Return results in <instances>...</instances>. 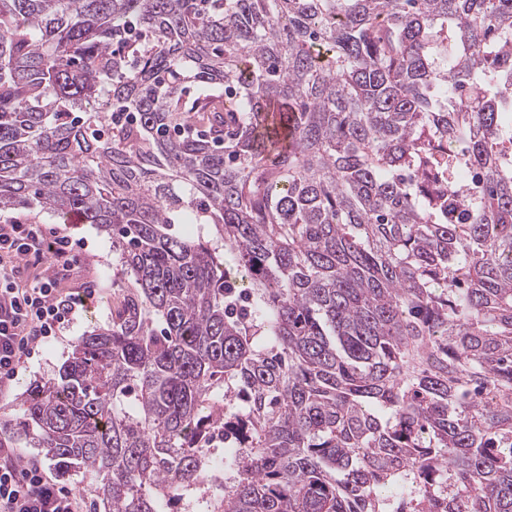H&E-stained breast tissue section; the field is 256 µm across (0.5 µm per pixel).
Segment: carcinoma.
<instances>
[{
  "label": "carcinoma",
  "instance_id": "obj_1",
  "mask_svg": "<svg viewBox=\"0 0 512 512\" xmlns=\"http://www.w3.org/2000/svg\"><path fill=\"white\" fill-rule=\"evenodd\" d=\"M16 207L135 283L14 423L102 512H512V0H0Z\"/></svg>",
  "mask_w": 512,
  "mask_h": 512
}]
</instances>
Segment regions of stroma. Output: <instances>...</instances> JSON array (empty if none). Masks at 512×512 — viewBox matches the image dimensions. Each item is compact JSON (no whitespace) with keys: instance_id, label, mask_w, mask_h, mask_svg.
Here are the masks:
<instances>
[{"instance_id":"35a3bbf8","label":"stroma","mask_w":512,"mask_h":512,"mask_svg":"<svg viewBox=\"0 0 512 512\" xmlns=\"http://www.w3.org/2000/svg\"><path fill=\"white\" fill-rule=\"evenodd\" d=\"M64 230L79 240L80 246L74 266L60 279V287L67 292L95 289L97 301L60 335L47 338L31 355L23 357L12 380L0 382V426L5 428L16 417L17 400L27 387L55 374L67 360L75 341L90 327L110 322L113 308L131 285L105 232L95 225L81 223L65 225Z\"/></svg>"}]
</instances>
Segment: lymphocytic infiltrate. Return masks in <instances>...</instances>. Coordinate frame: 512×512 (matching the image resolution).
<instances>
[{"mask_svg":"<svg viewBox=\"0 0 512 512\" xmlns=\"http://www.w3.org/2000/svg\"><path fill=\"white\" fill-rule=\"evenodd\" d=\"M77 243L41 224H0V380L12 379L34 345L57 335L96 298L94 289L60 295L51 281L25 288L14 281L19 262L70 267ZM84 502L41 464L20 466L16 451L0 448V512H83Z\"/></svg>","mask_w":512,"mask_h":512,"instance_id":"lymphocytic-infiltrate-1","label":"lymphocytic infiltrate"}]
</instances>
